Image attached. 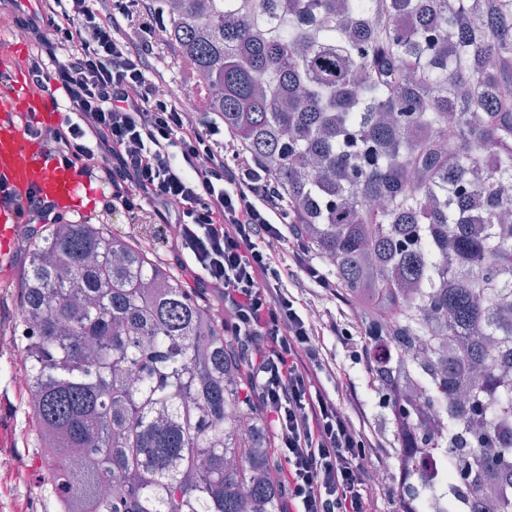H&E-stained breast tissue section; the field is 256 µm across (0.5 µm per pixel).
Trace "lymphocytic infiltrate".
Wrapping results in <instances>:
<instances>
[{"label": "lymphocytic infiltrate", "mask_w": 512, "mask_h": 512, "mask_svg": "<svg viewBox=\"0 0 512 512\" xmlns=\"http://www.w3.org/2000/svg\"><path fill=\"white\" fill-rule=\"evenodd\" d=\"M0 0L27 52L34 83L51 78L69 110L32 133L106 192L103 210L161 224L187 281L217 297L251 397L273 425L286 490L283 512H369L378 442L366 403L336 383L326 334L350 339L365 366L388 364L374 337H352L315 301L336 297L290 218L283 194L215 112L190 108L156 66L167 20L151 0H39L17 15Z\"/></svg>", "instance_id": "obj_1"}]
</instances>
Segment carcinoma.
<instances>
[{
	"label": "carcinoma",
	"mask_w": 512,
	"mask_h": 512,
	"mask_svg": "<svg viewBox=\"0 0 512 512\" xmlns=\"http://www.w3.org/2000/svg\"><path fill=\"white\" fill-rule=\"evenodd\" d=\"M154 6L207 109L391 350L395 381L370 376L396 393L395 431L441 414L438 447L471 473L460 498L481 512L487 475L512 471V385L496 389L512 370V0ZM28 251V406L64 512H281L265 419L201 289L101 224H51ZM433 336L458 347L448 365L406 358Z\"/></svg>",
	"instance_id": "obj_1"
}]
</instances>
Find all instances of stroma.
Segmentation results:
<instances>
[{"label": "stroma", "mask_w": 512, "mask_h": 512, "mask_svg": "<svg viewBox=\"0 0 512 512\" xmlns=\"http://www.w3.org/2000/svg\"><path fill=\"white\" fill-rule=\"evenodd\" d=\"M90 215L94 223L105 225L110 234L151 242L158 257L171 262L168 246L155 225L132 224L127 217L109 216L95 208ZM31 237V231L20 228L6 266L0 267V401L7 408L5 421L0 424V512H60L44 480L47 457L35 439L27 404L29 389L20 382L22 346L14 334L20 314L18 293L29 262L27 242ZM325 342L336 355L337 383L355 386L360 397L366 400V427L381 446L383 493L377 512H395L392 490L399 479L397 460L401 442L391 421V411L382 404V394L372 386L365 366L352 359L341 337L329 336Z\"/></svg>", "instance_id": "1"}]
</instances>
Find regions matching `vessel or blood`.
I'll return each mask as SVG.
<instances>
[{"label": "vessel or blood", "instance_id": "obj_1", "mask_svg": "<svg viewBox=\"0 0 512 512\" xmlns=\"http://www.w3.org/2000/svg\"><path fill=\"white\" fill-rule=\"evenodd\" d=\"M14 43L0 38V194L14 198L0 203V263L8 257L11 240L21 219L15 201L35 197L54 203L58 212L89 190L91 177L80 167L52 156L45 146L19 123L46 125L58 103L49 86H36L17 65Z\"/></svg>", "mask_w": 512, "mask_h": 512}]
</instances>
